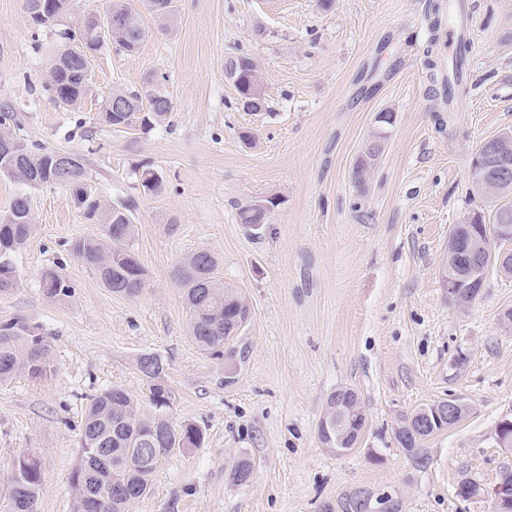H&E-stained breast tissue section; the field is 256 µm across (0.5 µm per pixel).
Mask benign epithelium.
I'll list each match as a JSON object with an SVG mask.
<instances>
[{
    "mask_svg": "<svg viewBox=\"0 0 512 512\" xmlns=\"http://www.w3.org/2000/svg\"><path fill=\"white\" fill-rule=\"evenodd\" d=\"M32 15L39 23L58 21L60 9L54 0H32ZM85 23L93 30L99 43L112 41L111 14L91 13L85 16ZM472 187L481 194L497 198L504 191L512 188V132L504 130L485 140L474 153L469 170ZM481 222L476 214L467 216L449 232L448 241L468 259L463 268H448L443 264L441 272L442 288L448 304L458 310H467L475 299H466L467 289L473 284L486 279L487 271L495 266L502 268L512 265V251L507 246L512 244V217L506 212L497 214L494 233L479 242L471 238L474 224ZM426 421L422 427L459 420L463 417L459 402L440 400L424 411ZM365 418L364 409L357 393L351 389L336 391V418L323 420V433L329 440L330 450L338 455L349 452L346 448V433L351 426ZM486 494L496 505H502L512 499V483L501 479Z\"/></svg>",
    "mask_w": 512,
    "mask_h": 512,
    "instance_id": "1",
    "label": "benign epithelium"
}]
</instances>
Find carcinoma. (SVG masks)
Here are the masks:
<instances>
[{"mask_svg":"<svg viewBox=\"0 0 512 512\" xmlns=\"http://www.w3.org/2000/svg\"><path fill=\"white\" fill-rule=\"evenodd\" d=\"M143 8L158 17H171L175 0H144ZM109 10L125 19L116 43L128 50L139 47L149 34L140 8L132 0H111ZM77 46H66L58 52L65 68L49 74L46 90L54 101L76 106L84 99L81 71L90 64L82 51L90 42L86 32L78 28L69 34ZM466 39L460 40L459 56L452 65L453 77L442 78L444 101L452 103L456 87L460 85ZM225 73L229 75L238 93L242 109L255 112L266 110L262 95L261 77L251 54L240 51L226 60ZM113 94L124 96L131 104L126 117L130 127L145 130L165 120L172 109L170 99H160L153 85L145 92H126L118 89ZM15 145L25 157L26 164L15 167L6 156L0 155V175L29 183L37 174L42 184H79L86 177L82 158L71 152L34 150L19 139ZM28 197L16 196L8 210L0 214V250L16 251L29 238L33 225L24 224L29 209L24 206ZM98 233L76 239L72 253L98 276L112 293L133 297L145 283L146 271L130 249L134 224L125 206L92 208ZM267 209L249 205L240 211V221L251 227L267 223ZM218 260L213 253L202 250L184 257L174 270V279L182 289L187 311V332L197 347L211 355L234 352L231 341L239 336L243 326L239 320L244 298L215 275ZM42 288L49 299L60 300L72 296L73 288L57 270L42 275ZM156 363L144 366V355L136 359V368L147 384V399L135 400L125 389L111 387L95 395L88 405L80 430V450L70 475L73 489L72 512H130L137 501L152 491V476L162 460L175 450L201 444L202 433L193 423L172 424L169 411L172 393L166 380V366L154 356ZM52 370L51 346L48 337L37 325L22 319L0 323V384L24 373L32 380H43ZM448 429L439 425L422 433L406 431L396 437L398 445L409 453L415 452L421 441ZM44 493V478L37 453L18 454L12 463L9 480L0 490V512H39ZM324 512H363L359 502L349 495L340 498L337 506L327 505Z\"/></svg>","mask_w":512,"mask_h":512,"instance_id":"1","label":"carcinoma"}]
</instances>
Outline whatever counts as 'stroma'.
Returning <instances> with one entry per match:
<instances>
[{
  "label": "stroma",
  "instance_id": "1",
  "mask_svg": "<svg viewBox=\"0 0 512 512\" xmlns=\"http://www.w3.org/2000/svg\"><path fill=\"white\" fill-rule=\"evenodd\" d=\"M431 0H177L167 25L145 15L137 52L107 44L90 59L80 107L45 90L65 32L110 0H70L47 26L26 0H0V110L6 129L35 149L73 152L85 164L76 186L29 187L0 176V212L30 199L35 230L11 256L19 282L0 293V322L40 326L52 347L48 380L20 374L0 385V485L17 454L39 455L40 512H70L69 475L90 398L118 386L144 398L135 366L155 353L167 367L174 424L195 423L202 443L166 458L133 512H322L346 492L386 490L404 512H493L490 498L455 496L462 479H498L512 454L495 444L512 420V276L490 269L467 310L441 286L448 233L496 202L469 181L476 149L512 129V0H455L469 52L463 101L440 111L427 65L450 67L457 48L435 36ZM257 61L264 112H245L225 60ZM157 80L173 110L152 130H114L99 120L113 89ZM390 111L382 151L365 185L354 166ZM163 181L144 193L143 169ZM126 206L130 242L146 271L134 297L113 294L70 251L96 233L81 197ZM269 205L261 229L241 209ZM207 250L217 275L250 308L235 342L245 352L233 384L224 362L187 334L172 273ZM60 271L74 293L46 299L41 278ZM361 396L366 427L339 455L317 435L328 395ZM459 398L457 425L408 454L394 438L401 415ZM249 460V482L230 472Z\"/></svg>",
  "mask_w": 512,
  "mask_h": 512
}]
</instances>
